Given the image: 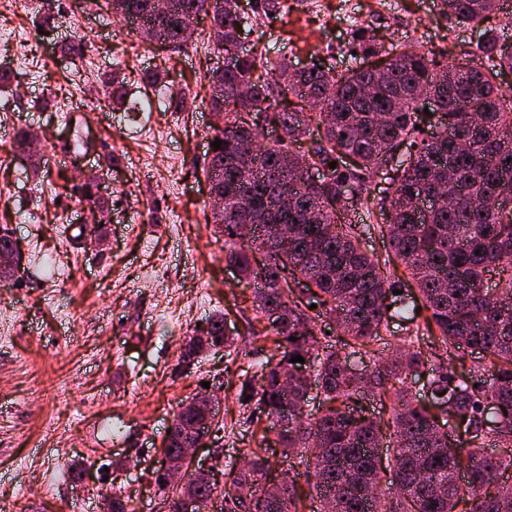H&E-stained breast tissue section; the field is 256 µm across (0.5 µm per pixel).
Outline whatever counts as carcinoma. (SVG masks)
<instances>
[{
	"mask_svg": "<svg viewBox=\"0 0 512 512\" xmlns=\"http://www.w3.org/2000/svg\"><path fill=\"white\" fill-rule=\"evenodd\" d=\"M448 16L479 26L499 0H442ZM113 14H133L142 40L181 50L186 29L211 17L214 44L229 54L250 16L238 0H103ZM351 63L341 72L312 62L295 69L283 55L264 60L256 49L234 69L212 71V150L205 173L224 198L208 223L224 236V259L254 285L255 322L247 333L272 339L279 358L258 364L241 379L238 402L272 421L285 456L313 459L308 489L281 480L267 493L266 449H246L250 466L224 490V512H512V491L494 487L512 470V93L496 79L512 70V47L482 34L453 63H442L413 44L387 51L373 30L352 31ZM109 105L126 96L118 73L104 77ZM317 107L310 133L289 108L288 95ZM438 108L430 114L422 101ZM279 122L283 137L269 145L260 123ZM336 167H330V163ZM325 169L318 181L310 171ZM385 194H372L377 178ZM81 202L102 212L96 185L80 187ZM361 206L381 219L376 229L409 270L411 281L388 273L387 263L364 251L366 232L348 218ZM499 272L494 291L486 276ZM421 298L409 297L410 288ZM398 289L401 294H393ZM283 310L281 320L268 315ZM408 323L388 339L389 320ZM336 326L335 343L325 327ZM398 343L383 359L378 346ZM225 315L208 319L185 343L181 363L201 353L235 347ZM484 355L490 365L460 372L456 351ZM300 355L304 363L291 359ZM374 359L366 374L355 357ZM427 375L428 400L405 386ZM328 403L306 413L310 376ZM393 398L386 415L359 401ZM213 415L193 402L174 414L166 449L178 452L193 425ZM509 452H485L488 439ZM392 480L381 487L382 458ZM468 476L462 486L459 475ZM246 490L241 496L239 490ZM190 491L203 498L217 483L197 476Z\"/></svg>",
	"mask_w": 512,
	"mask_h": 512,
	"instance_id": "obj_1",
	"label": "carcinoma"
}]
</instances>
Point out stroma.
Here are the masks:
<instances>
[{
	"mask_svg": "<svg viewBox=\"0 0 512 512\" xmlns=\"http://www.w3.org/2000/svg\"><path fill=\"white\" fill-rule=\"evenodd\" d=\"M51 13L59 28L41 27ZM374 31L384 48L416 43L428 52L463 53L478 32L457 27L441 0H286L277 19L244 27L242 50L261 45L270 61L290 52L341 71L353 25ZM21 32L0 41V216L22 251L18 279L0 284V512H98L101 493L121 489L130 512H158L153 467L179 402L203 386L220 392L219 440L199 451L219 457L226 475L245 449L266 437L274 477L305 483L304 466L284 457L268 420L249 421L239 405L240 367L273 357L271 343L248 335L252 290L224 260L214 235L208 183L211 111L208 76L224 62L199 19L184 51L148 46L132 24L91 0H0V27ZM92 48L78 63L64 45ZM25 65H17V58ZM120 69L128 102L107 112L74 111L82 92ZM189 90L176 109L140 78L154 69ZM71 122H64V114ZM30 126L43 148L80 147L59 170L113 167L101 192L109 219L104 245L85 242L86 219L72 190L35 176L7 131ZM239 332L237 358L211 350L190 369L180 357L187 336L215 311ZM85 465L73 481L65 465Z\"/></svg>",
	"mask_w": 512,
	"mask_h": 512,
	"instance_id": "stroma-1",
	"label": "stroma"
}]
</instances>
